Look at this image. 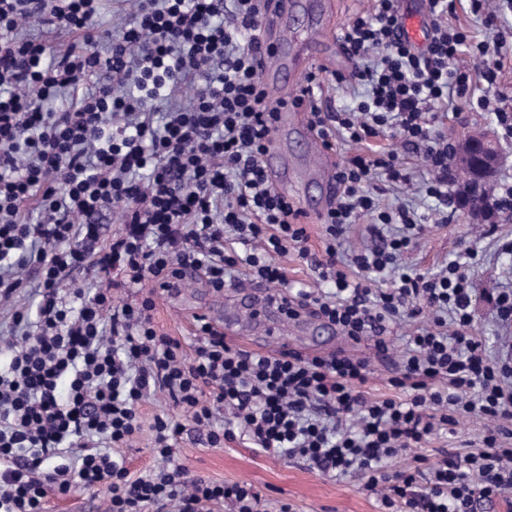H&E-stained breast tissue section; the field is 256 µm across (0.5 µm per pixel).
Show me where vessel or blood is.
Instances as JSON below:
<instances>
[{
    "mask_svg": "<svg viewBox=\"0 0 512 512\" xmlns=\"http://www.w3.org/2000/svg\"><path fill=\"white\" fill-rule=\"evenodd\" d=\"M402 26L400 35L416 49L426 46L425 31L430 24L426 6L416 8L401 7ZM273 38L264 42L259 53L258 69L265 88L278 85L288 70L282 65V54L288 42V35L281 21H274L272 26ZM297 126L302 130V136L307 145L309 156H316L322 151V144L317 136L306 127L302 114L294 112L288 106H281L273 121V132L268 149L263 156V165L276 187L286 189L288 186V163L286 155L285 136L289 127ZM243 302L237 304L233 312H223L213 308L199 307L200 315L205 316L214 324H223L224 320H248L263 324L268 344L285 347V336L288 332V306L273 291L266 288H252L244 291Z\"/></svg>",
    "mask_w": 512,
    "mask_h": 512,
    "instance_id": "1",
    "label": "vessel or blood"
}]
</instances>
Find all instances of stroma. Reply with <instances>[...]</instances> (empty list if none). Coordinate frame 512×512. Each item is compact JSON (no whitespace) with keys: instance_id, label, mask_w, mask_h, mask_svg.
Returning <instances> with one entry per match:
<instances>
[{"instance_id":"1","label":"stroma","mask_w":512,"mask_h":512,"mask_svg":"<svg viewBox=\"0 0 512 512\" xmlns=\"http://www.w3.org/2000/svg\"><path fill=\"white\" fill-rule=\"evenodd\" d=\"M369 7V0H300L299 8L288 13V38L305 48L296 73L302 77L311 69L321 68L325 94L334 107L351 102L333 80L334 73L343 69L342 64L335 61L337 47L309 45L308 29L318 22L325 28L340 30ZM434 126L442 138L455 143L469 130L486 131L498 137L501 165L495 181L512 185V140L501 139L494 113L462 103L458 108L439 113ZM288 163L294 185L312 206H320L323 200L321 178L309 168L306 145L301 135L293 130L288 133ZM468 249L473 252L469 273L474 287L475 333L484 340L488 350L493 351L501 343L512 342V327L498 321L495 306L499 289L512 286V218L499 214L493 221L486 222L467 208L458 207L451 223L418 226L401 263L420 273L432 274ZM426 323L423 317L391 323L389 339L393 348L385 357L378 355L373 339L344 342L339 335L328 334L313 321L300 325L294 339L306 355L324 354L340 346L345 352L367 360L371 373L364 386L366 394L372 398L386 397L391 393L387 381L396 372L399 352L407 336ZM172 411L170 400L160 393L152 395L143 405L145 427L123 450L131 472L140 473L156 465L149 426L154 415ZM484 430L485 423L481 419H465L454 432L443 431L434 436L422 453L432 464L441 462L451 453L465 454L478 447ZM174 457L191 473L207 480L251 484L265 496L270 512H276L282 503L293 505L295 512H379L376 496L365 489L360 477L335 479L297 458L256 453L252 443L243 436L225 442L223 447L211 448L202 443L197 433L191 432L179 441Z\"/></svg>"}]
</instances>
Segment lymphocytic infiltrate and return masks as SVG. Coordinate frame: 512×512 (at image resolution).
Masks as SVG:
<instances>
[{
  "label": "lymphocytic infiltrate",
  "mask_w": 512,
  "mask_h": 512,
  "mask_svg": "<svg viewBox=\"0 0 512 512\" xmlns=\"http://www.w3.org/2000/svg\"><path fill=\"white\" fill-rule=\"evenodd\" d=\"M103 2L0 0V298L26 290L25 268L37 282L36 311L13 313L0 360V512H45L49 493L78 490L103 494L107 512H204L223 501L263 512L251 484H217L175 463L188 431L212 448L241 434L257 452L362 476L381 512H474L476 501L511 492L512 350L489 357L475 336L472 282L458 263L433 277L399 265L421 218L369 186L410 175L395 152L358 150L399 135L428 169L423 192L451 205L448 144L432 115L468 98L471 79L497 84L502 44L448 24L454 0H427L422 51L397 34L399 0H373L342 28L353 66L334 80L361 99L332 111L313 71L291 97L325 148H356L335 167L315 252L302 212L262 166L276 112L254 64L263 0H137L98 44ZM62 32L80 43L53 50L49 38ZM463 54L478 60L476 74L457 68ZM68 92L72 106L54 108ZM29 201L38 222L21 210ZM115 209L124 229L101 243L97 219ZM363 217L373 244L343 258ZM229 230L252 253L226 249ZM291 250L333 287L297 289L289 317L317 316L385 355L393 319L431 315L399 356L394 396L368 397V363L345 353L247 351L202 318L187 348L157 328L152 297L112 296L118 286L171 288L187 268L220 291L241 264L249 280L284 287L277 259ZM345 259L380 287L348 278ZM156 392L177 413L154 417L158 464L134 476L121 450ZM469 417L489 423L480 447L427 465L418 448ZM407 455L412 465L387 473Z\"/></svg>",
  "instance_id": "lymphocytic-infiltrate-1"
}]
</instances>
